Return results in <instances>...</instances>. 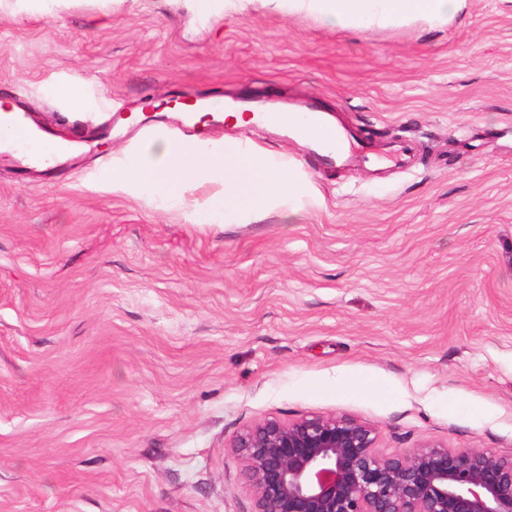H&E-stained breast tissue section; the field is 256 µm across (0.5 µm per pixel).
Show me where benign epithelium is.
I'll return each instance as SVG.
<instances>
[{
    "label": "benign epithelium",
    "instance_id": "benign-epithelium-1",
    "mask_svg": "<svg viewBox=\"0 0 512 512\" xmlns=\"http://www.w3.org/2000/svg\"><path fill=\"white\" fill-rule=\"evenodd\" d=\"M376 429L336 414L250 426L230 450L254 512H512V457L435 442L384 454Z\"/></svg>",
    "mask_w": 512,
    "mask_h": 512
}]
</instances>
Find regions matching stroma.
Returning <instances> with one entry per match:
<instances>
[{
	"label": "stroma",
	"mask_w": 512,
	"mask_h": 512,
	"mask_svg": "<svg viewBox=\"0 0 512 512\" xmlns=\"http://www.w3.org/2000/svg\"><path fill=\"white\" fill-rule=\"evenodd\" d=\"M0 93L89 142L27 175L0 155V512H253L228 448L268 418L512 456V0L356 30L271 0H0ZM146 96L310 103L355 155L323 172L201 127L295 180L228 222L223 181L165 200L94 172L144 150L103 124ZM403 142L408 166L372 168Z\"/></svg>",
	"instance_id": "1"
}]
</instances>
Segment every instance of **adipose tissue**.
I'll list each match as a JSON object with an SVG mask.
<instances>
[{
	"instance_id": "adipose-tissue-1",
	"label": "adipose tissue",
	"mask_w": 512,
	"mask_h": 512,
	"mask_svg": "<svg viewBox=\"0 0 512 512\" xmlns=\"http://www.w3.org/2000/svg\"><path fill=\"white\" fill-rule=\"evenodd\" d=\"M289 8L315 13L329 26L352 29L375 22L424 21L443 24L465 0H287ZM219 178L224 190L210 198L208 208L225 217L264 207L273 196L295 189L288 172L275 171L259 157L244 159L233 149L215 156L175 140L152 144L146 153L103 176L115 185H135L153 196L175 199L192 185Z\"/></svg>"
}]
</instances>
